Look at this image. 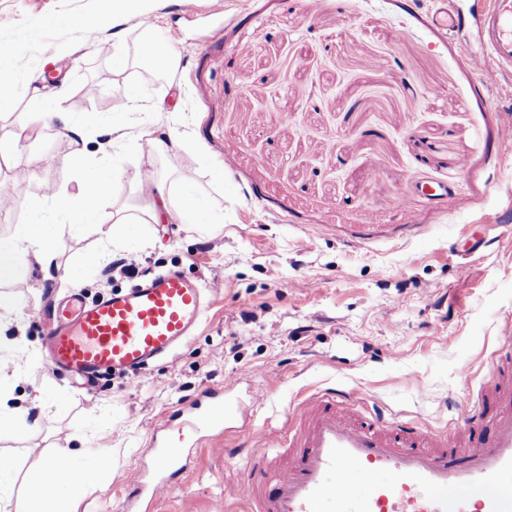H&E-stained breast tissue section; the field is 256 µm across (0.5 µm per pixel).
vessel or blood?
<instances>
[{"instance_id":"b4317fda","label":"vessel or blood","mask_w":512,"mask_h":512,"mask_svg":"<svg viewBox=\"0 0 512 512\" xmlns=\"http://www.w3.org/2000/svg\"><path fill=\"white\" fill-rule=\"evenodd\" d=\"M457 0H436V24L454 33L465 23ZM476 27L492 72L512 71V0H485ZM207 288L182 270L166 269L95 299L75 292L58 305L43 336L52 372L96 381L102 372L135 377L175 354L200 325ZM512 348L492 363L464 430L426 432L374 410L358 413L351 393L328 389L302 403L288 462L270 468L267 431L251 427L249 457L238 496L248 512H512ZM240 415L224 393L207 389L179 416L191 429L224 431ZM150 470L126 478L136 502L122 512H154L168 476L191 465L189 454L152 437ZM374 475L363 492L360 474Z\"/></svg>"}]
</instances>
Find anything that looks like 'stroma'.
Wrapping results in <instances>:
<instances>
[{"label": "stroma", "instance_id": "stroma-1", "mask_svg": "<svg viewBox=\"0 0 512 512\" xmlns=\"http://www.w3.org/2000/svg\"><path fill=\"white\" fill-rule=\"evenodd\" d=\"M107 2L0 0L11 89L0 140L17 141L0 159L12 193L0 238L27 223L34 201L76 194L86 164L112 172L105 216L143 209L148 173L168 192L196 184L220 222L135 224L119 241L95 224L78 237L63 225L50 267L28 255L26 278L5 285L14 307L0 319V380L27 428L0 429L13 471L0 512H15L61 455L101 466L73 512H117L154 429L206 388L232 389L273 457L293 429L288 415L328 388L423 428L462 427L492 354L512 342V154L494 151L512 138V73L481 85L476 26L448 38L432 0H143L153 34L178 54L171 76L152 82L137 19L114 18ZM79 20L93 22L92 38ZM46 92L56 111L88 119L83 136L54 123L20 130L19 114L41 112ZM119 112L129 122L113 148ZM168 132L174 143L145 164L149 139ZM437 185L444 195L427 196ZM357 236L363 247H352ZM121 258L143 276L177 267L201 277L209 303L172 357L136 380L103 376L89 396L45 370L41 338L71 289L92 299L127 286L112 267ZM166 440L194 446L195 459L158 512H240L244 430L174 428Z\"/></svg>", "mask_w": 512, "mask_h": 512}]
</instances>
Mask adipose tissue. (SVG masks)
<instances>
[{
  "label": "adipose tissue",
  "mask_w": 512,
  "mask_h": 512,
  "mask_svg": "<svg viewBox=\"0 0 512 512\" xmlns=\"http://www.w3.org/2000/svg\"><path fill=\"white\" fill-rule=\"evenodd\" d=\"M112 177L102 169L87 168L82 172V190L70 196H55L50 205L35 202L27 223L19 225L13 236L0 240V282L16 281L23 270V259L30 248H38L42 266L52 261L50 245L57 230V217L67 219L72 232L80 233L91 224H104L102 206L108 194ZM181 207H173L165 193L152 198L153 205L147 215L151 222L180 223L184 216H191L213 223L208 201L192 183L183 182ZM98 468L82 471L69 470L66 480L51 485L48 490L36 491L22 500L17 512H71L72 497L85 484L95 481Z\"/></svg>",
  "instance_id": "1"
}]
</instances>
